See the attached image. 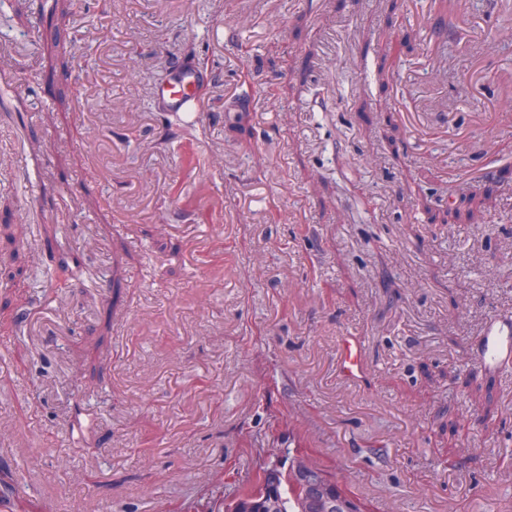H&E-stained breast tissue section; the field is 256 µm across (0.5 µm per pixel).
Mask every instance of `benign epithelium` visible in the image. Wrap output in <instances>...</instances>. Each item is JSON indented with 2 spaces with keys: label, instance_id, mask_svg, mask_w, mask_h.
Wrapping results in <instances>:
<instances>
[{
  "label": "benign epithelium",
  "instance_id": "7a95c632",
  "mask_svg": "<svg viewBox=\"0 0 512 512\" xmlns=\"http://www.w3.org/2000/svg\"><path fill=\"white\" fill-rule=\"evenodd\" d=\"M296 475V487L304 498H308L317 492L324 493L322 499V512H350L353 508L352 498L323 470L309 466L306 463L305 455L295 452L291 455H284L266 465L261 472L260 480L253 490L243 496L234 504L238 512H250L256 500H265L271 495L276 483L273 479L288 474Z\"/></svg>",
  "mask_w": 512,
  "mask_h": 512
}]
</instances>
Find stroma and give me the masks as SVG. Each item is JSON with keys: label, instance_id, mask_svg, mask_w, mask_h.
I'll return each mask as SVG.
<instances>
[{"label": "stroma", "instance_id": "stroma-1", "mask_svg": "<svg viewBox=\"0 0 512 512\" xmlns=\"http://www.w3.org/2000/svg\"><path fill=\"white\" fill-rule=\"evenodd\" d=\"M59 7L0 0L12 480L187 512L301 448L373 512H512V364L477 357L512 313V0ZM179 52L213 74L190 128L153 107ZM363 343L358 336H342L337 356V369L342 379L358 382L365 375L362 362Z\"/></svg>", "mask_w": 512, "mask_h": 512}]
</instances>
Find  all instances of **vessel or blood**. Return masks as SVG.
I'll use <instances>...</instances> for the list:
<instances>
[{"label":"vessel or blood","instance_id":"vessel-or-blood-1","mask_svg":"<svg viewBox=\"0 0 512 512\" xmlns=\"http://www.w3.org/2000/svg\"><path fill=\"white\" fill-rule=\"evenodd\" d=\"M204 80L199 68L181 57H172L165 78L154 86V99L158 111L177 115L185 124L198 120L197 91ZM363 343L360 337H341L337 356V369L345 381L357 382L365 375L362 362ZM478 359L486 371L496 372L512 364V316L494 315L486 324L478 348Z\"/></svg>","mask_w":512,"mask_h":512}]
</instances>
